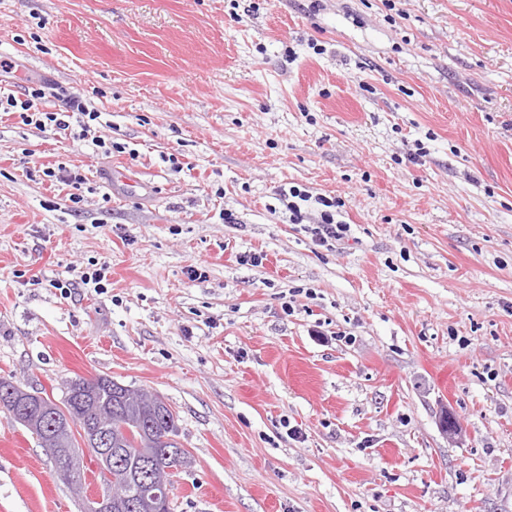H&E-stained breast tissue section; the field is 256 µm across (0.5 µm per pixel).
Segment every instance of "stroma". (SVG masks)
I'll return each instance as SVG.
<instances>
[{"label":"stroma","mask_w":512,"mask_h":512,"mask_svg":"<svg viewBox=\"0 0 512 512\" xmlns=\"http://www.w3.org/2000/svg\"><path fill=\"white\" fill-rule=\"evenodd\" d=\"M0 58L115 146L0 111V376L163 398L175 512H512V0H0ZM84 506L0 413V512ZM52 95L61 102L58 112H22L23 121L29 124L34 123L40 128H46V125H49L56 132L66 134L73 120L79 123L81 132H87L91 126L90 122L100 118V113L95 108L89 109L86 99L80 93H67L62 90L61 93ZM34 116H36L35 120ZM279 196L282 201H287L286 208L289 213V222L292 224H304V221L308 218L307 213L302 211L301 205L298 201L290 199H297L301 202H308L310 199H312V195L309 193V191L306 189L301 190L297 186H291L288 188V191L283 188L279 192ZM314 201L320 205L317 222L312 225H303L306 232L312 235L313 240L319 246H331L330 241L343 239L350 231L349 224L343 220H337L340 216V208L344 203L336 197L318 195ZM79 282L74 281L73 279H65V280H55L52 283L53 288L60 290V294H71V288H77L80 284L83 286H88L90 283L93 286L94 290L97 289L100 293L104 291V288H107L105 284L108 282V275L110 274V266L106 264H102L99 268L93 269L90 271H79ZM153 448V455L155 458V463L158 467H164L167 465V459L164 457L163 453L159 451L158 448H173L171 452H168L167 458H168V467L166 469L167 471V480L171 482H176L179 474L184 470V451H186L185 448H177L176 445L172 443H167L163 441H156L155 445L152 446Z\"/></svg>","instance_id":"1"}]
</instances>
